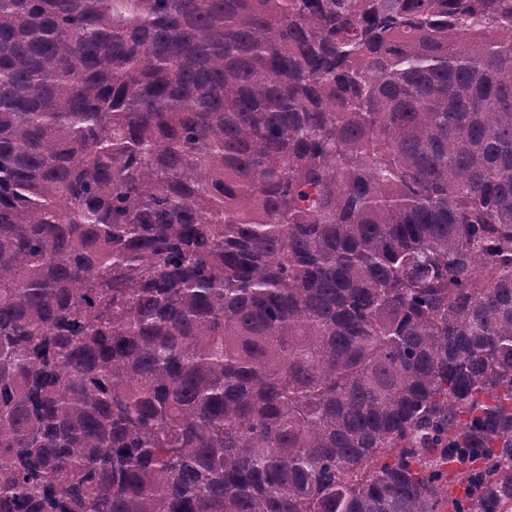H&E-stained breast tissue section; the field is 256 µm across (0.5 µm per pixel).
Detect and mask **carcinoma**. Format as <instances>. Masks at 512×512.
Masks as SVG:
<instances>
[{
	"label": "carcinoma",
	"instance_id": "1",
	"mask_svg": "<svg viewBox=\"0 0 512 512\" xmlns=\"http://www.w3.org/2000/svg\"><path fill=\"white\" fill-rule=\"evenodd\" d=\"M512 512V0H0V512Z\"/></svg>",
	"mask_w": 512,
	"mask_h": 512
}]
</instances>
